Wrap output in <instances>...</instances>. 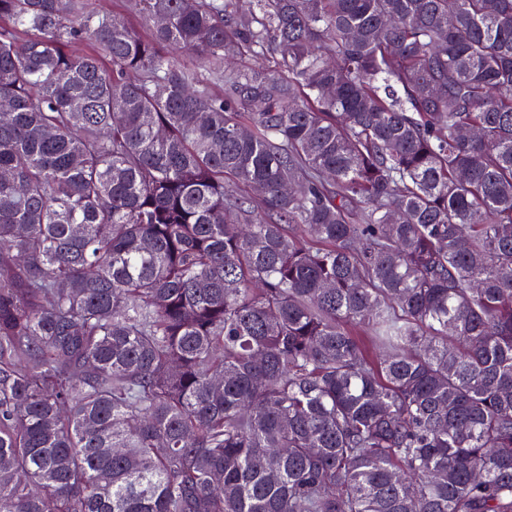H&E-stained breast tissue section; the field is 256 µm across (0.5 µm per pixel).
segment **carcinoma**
Masks as SVG:
<instances>
[{
    "label": "carcinoma",
    "instance_id": "cac0c4a2",
    "mask_svg": "<svg viewBox=\"0 0 512 512\" xmlns=\"http://www.w3.org/2000/svg\"><path fill=\"white\" fill-rule=\"evenodd\" d=\"M136 5L0 0V512H512V0Z\"/></svg>",
    "mask_w": 512,
    "mask_h": 512
}]
</instances>
